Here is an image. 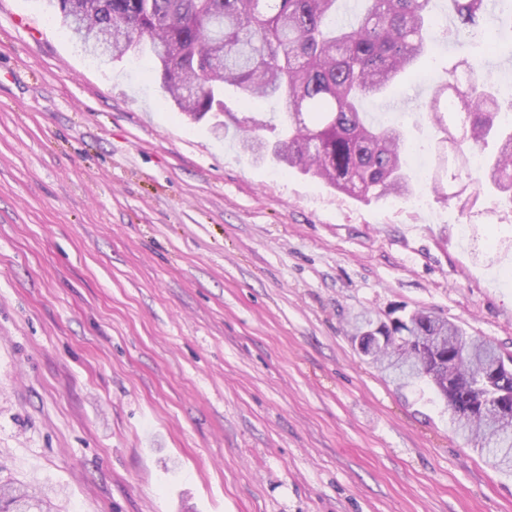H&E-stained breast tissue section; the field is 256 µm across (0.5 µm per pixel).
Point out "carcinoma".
Wrapping results in <instances>:
<instances>
[{
  "mask_svg": "<svg viewBox=\"0 0 512 512\" xmlns=\"http://www.w3.org/2000/svg\"><path fill=\"white\" fill-rule=\"evenodd\" d=\"M355 22H336L339 0H47L79 42L89 31L112 36L119 54L146 44L167 99L185 116L223 115L241 147L259 159L297 167L327 185L371 201L408 198L414 187L404 166L407 137L397 122L376 124L363 100L388 92L418 68L441 38L432 0H363ZM455 44L471 32L492 31L486 0H451ZM246 101L278 99L282 135L265 142L253 116L224 102V87ZM441 133L432 152L431 190L459 199L478 184L512 206V120L488 83L482 60L464 57L425 104ZM481 154L478 176L471 158ZM349 332L363 354L400 388L425 385L446 402L453 430L503 471L512 472V433L499 427L498 404L512 397V373L498 367L497 347L470 336L432 311L414 310L390 323L366 312ZM51 504L25 486L0 483V512Z\"/></svg>",
  "mask_w": 512,
  "mask_h": 512,
  "instance_id": "cac0c4a2",
  "label": "carcinoma"
}]
</instances>
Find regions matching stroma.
I'll list each match as a JSON object with an SVG mask.
<instances>
[{
	"label": "stroma",
	"instance_id": "obj_1",
	"mask_svg": "<svg viewBox=\"0 0 512 512\" xmlns=\"http://www.w3.org/2000/svg\"><path fill=\"white\" fill-rule=\"evenodd\" d=\"M460 56L440 41L364 112L429 146ZM143 65L0 0V479L58 512H512V473L347 332L428 309L512 354V208L339 193ZM224 100L275 140L280 103Z\"/></svg>",
	"mask_w": 512,
	"mask_h": 512
}]
</instances>
